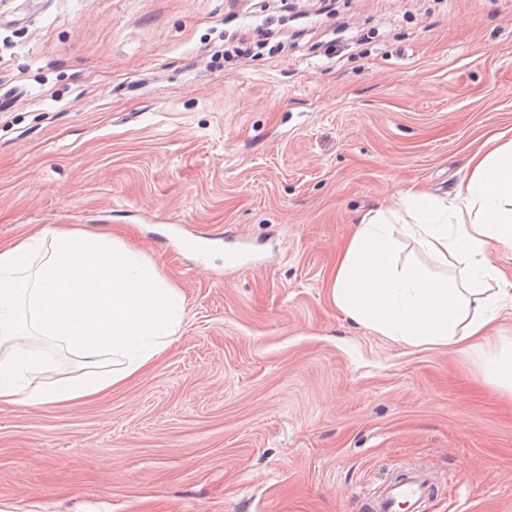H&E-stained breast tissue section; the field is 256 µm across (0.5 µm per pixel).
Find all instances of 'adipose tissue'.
I'll return each mask as SVG.
<instances>
[{"mask_svg": "<svg viewBox=\"0 0 512 512\" xmlns=\"http://www.w3.org/2000/svg\"><path fill=\"white\" fill-rule=\"evenodd\" d=\"M453 196L410 187L394 209L361 214L331 282L337 308L357 324L414 346H447L480 359L486 377L512 392V341L484 350L495 321L512 318V138L494 135L466 161ZM440 260L461 257L458 281L400 262L401 238ZM181 293L146 256L117 237L43 229L0 245V401L73 405L140 373L180 330ZM42 336L86 359L112 355L118 369H92L46 384L50 357L24 339Z\"/></svg>", "mask_w": 512, "mask_h": 512, "instance_id": "1", "label": "adipose tissue"}]
</instances>
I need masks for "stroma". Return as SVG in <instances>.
Returning a JSON list of instances; mask_svg holds the SVG:
<instances>
[{
    "label": "stroma",
    "mask_w": 512,
    "mask_h": 512,
    "mask_svg": "<svg viewBox=\"0 0 512 512\" xmlns=\"http://www.w3.org/2000/svg\"><path fill=\"white\" fill-rule=\"evenodd\" d=\"M259 22L242 0H0V244L113 233L184 298L112 391L0 403V512H364L414 466L429 512H512V394L329 289L359 213L455 192L512 128V0H336L275 26L287 52L223 57ZM28 344L43 382L86 370Z\"/></svg>",
    "instance_id": "obj_1"
}]
</instances>
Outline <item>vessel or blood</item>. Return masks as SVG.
Here are the masks:
<instances>
[{
	"label": "vessel or blood",
	"mask_w": 512,
	"mask_h": 512,
	"mask_svg": "<svg viewBox=\"0 0 512 512\" xmlns=\"http://www.w3.org/2000/svg\"><path fill=\"white\" fill-rule=\"evenodd\" d=\"M431 496L428 473L410 470L386 485L367 489L363 498L369 512H425Z\"/></svg>",
	"instance_id": "b4317fda"
}]
</instances>
